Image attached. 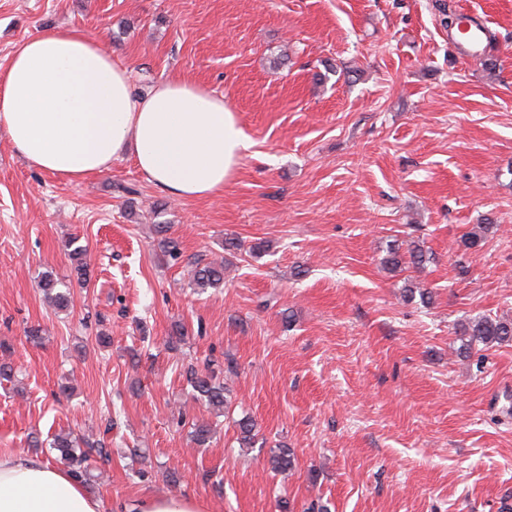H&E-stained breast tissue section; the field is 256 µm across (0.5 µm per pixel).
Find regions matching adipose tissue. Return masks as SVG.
Returning a JSON list of instances; mask_svg holds the SVG:
<instances>
[{"instance_id":"1","label":"adipose tissue","mask_w":512,"mask_h":512,"mask_svg":"<svg viewBox=\"0 0 512 512\" xmlns=\"http://www.w3.org/2000/svg\"><path fill=\"white\" fill-rule=\"evenodd\" d=\"M0 127L33 168L82 179L129 154L180 200L221 193L251 146L223 96L184 78L134 95L130 69L76 29L16 45L0 69ZM104 509L46 457L0 451V512Z\"/></svg>"}]
</instances>
